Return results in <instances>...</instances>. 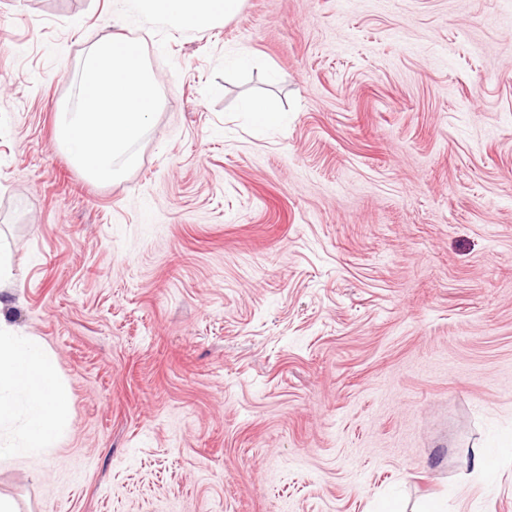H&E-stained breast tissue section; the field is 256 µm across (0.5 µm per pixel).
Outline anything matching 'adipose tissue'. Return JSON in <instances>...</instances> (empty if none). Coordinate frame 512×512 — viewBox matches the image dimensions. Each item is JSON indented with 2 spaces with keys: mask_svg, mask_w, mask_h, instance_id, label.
<instances>
[{
  "mask_svg": "<svg viewBox=\"0 0 512 512\" xmlns=\"http://www.w3.org/2000/svg\"><path fill=\"white\" fill-rule=\"evenodd\" d=\"M150 19L203 32L232 19L244 0H123ZM67 395L52 358L31 337L19 335L0 312V426L16 424L0 441V458L21 457L52 447L61 433Z\"/></svg>",
  "mask_w": 512,
  "mask_h": 512,
  "instance_id": "adipose-tissue-1",
  "label": "adipose tissue"
}]
</instances>
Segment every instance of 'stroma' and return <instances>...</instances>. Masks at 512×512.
<instances>
[{"instance_id": "1", "label": "stroma", "mask_w": 512, "mask_h": 512, "mask_svg": "<svg viewBox=\"0 0 512 512\" xmlns=\"http://www.w3.org/2000/svg\"><path fill=\"white\" fill-rule=\"evenodd\" d=\"M113 0H0L10 324L68 426L19 512H512V0H245L157 20L121 181L55 140ZM250 68L225 67L238 51ZM261 96L284 113H243ZM500 449L491 478L466 459ZM244 109L259 125H274L283 119L282 112H279L272 104L260 99L253 98L246 101Z\"/></svg>"}]
</instances>
